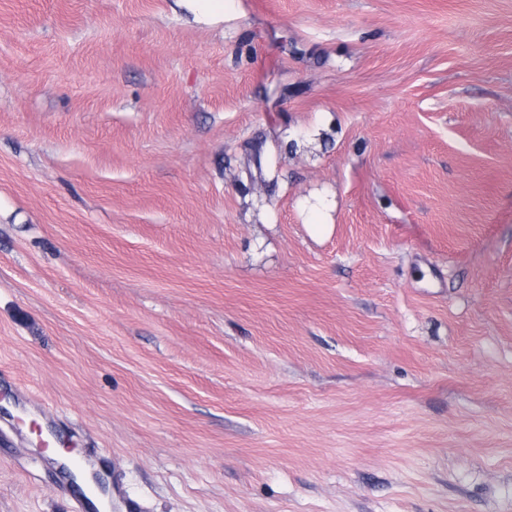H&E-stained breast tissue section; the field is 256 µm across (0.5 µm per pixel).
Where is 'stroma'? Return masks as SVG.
I'll use <instances>...</instances> for the list:
<instances>
[{
  "label": "stroma",
  "instance_id": "1",
  "mask_svg": "<svg viewBox=\"0 0 512 512\" xmlns=\"http://www.w3.org/2000/svg\"><path fill=\"white\" fill-rule=\"evenodd\" d=\"M51 427L124 512H512V0H0V512Z\"/></svg>",
  "mask_w": 512,
  "mask_h": 512
}]
</instances>
